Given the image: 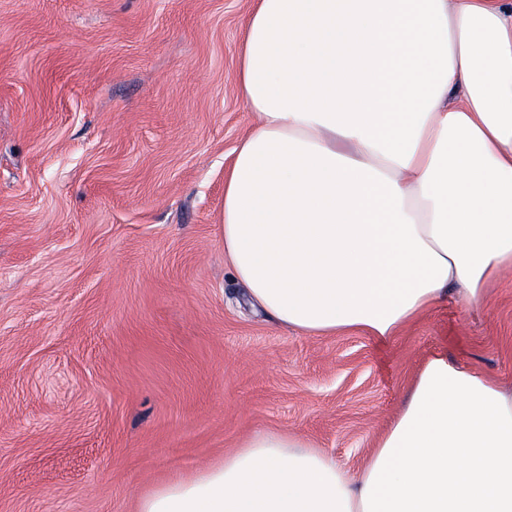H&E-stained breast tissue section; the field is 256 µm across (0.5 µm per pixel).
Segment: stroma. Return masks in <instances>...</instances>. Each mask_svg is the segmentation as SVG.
Masks as SVG:
<instances>
[{"label": "stroma", "instance_id": "obj_1", "mask_svg": "<svg viewBox=\"0 0 512 512\" xmlns=\"http://www.w3.org/2000/svg\"><path fill=\"white\" fill-rule=\"evenodd\" d=\"M252 0H0V512H136L257 431L362 469L433 353L512 385V271L391 339L253 309L224 177Z\"/></svg>", "mask_w": 512, "mask_h": 512}]
</instances>
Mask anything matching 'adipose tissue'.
<instances>
[{"label":"adipose tissue","instance_id":"ef3b65f1","mask_svg":"<svg viewBox=\"0 0 512 512\" xmlns=\"http://www.w3.org/2000/svg\"><path fill=\"white\" fill-rule=\"evenodd\" d=\"M224 256L273 320L397 335L512 268V0H254ZM137 512H512V388L433 354L355 474L258 432Z\"/></svg>","mask_w":512,"mask_h":512}]
</instances>
